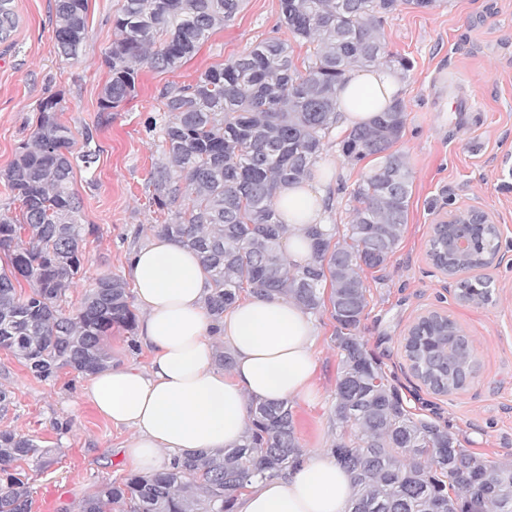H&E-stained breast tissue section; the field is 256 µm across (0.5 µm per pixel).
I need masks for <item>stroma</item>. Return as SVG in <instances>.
Masks as SVG:
<instances>
[{"label":"stroma","instance_id":"1","mask_svg":"<svg viewBox=\"0 0 512 512\" xmlns=\"http://www.w3.org/2000/svg\"><path fill=\"white\" fill-rule=\"evenodd\" d=\"M121 5L89 0L88 38L75 59L57 51L54 0H12L17 24L0 42V171L29 139L38 105L48 96H63L61 119L77 135L74 152L88 146L79 137L83 126L97 130L88 146L97 161L76 167L70 184L82 223L98 227L82 244L83 268L67 292L74 303L96 278L125 276L128 254L158 235L164 222L148 186L162 160L160 135L145 129L163 92L192 83L269 37L287 40L295 63L310 52L282 26L279 0H243L234 19L213 30L182 67L142 69L136 96L106 115L99 110L102 61ZM379 31L390 53L411 64L399 78L406 121L396 148L410 172L412 194L407 222L384 267L359 271L368 305L358 334L412 412L454 434L468 453L512 464V0H443L431 10L401 6L383 17ZM344 135V127H337L315 164L330 179L326 221L341 231L353 220V189L375 165L370 158L346 160L339 147ZM467 210L488 212L501 226L502 261L480 271L496 286L485 304L461 301L456 282L427 257L434 225ZM430 310L448 315L473 348L470 378L448 394L434 393L413 375L404 349L408 328ZM313 318L314 396L290 405L308 456L329 453L338 438L332 421L340 369L336 322L327 307ZM0 370L14 396L0 428L37 436L56 450L47 467L23 464L33 488L31 512H60L102 481L134 474L120 453L128 430L82 398L85 378L64 371L56 380H38L3 349Z\"/></svg>","mask_w":512,"mask_h":512}]
</instances>
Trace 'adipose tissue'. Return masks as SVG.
<instances>
[{
	"label": "adipose tissue",
	"instance_id": "adipose-tissue-1",
	"mask_svg": "<svg viewBox=\"0 0 512 512\" xmlns=\"http://www.w3.org/2000/svg\"><path fill=\"white\" fill-rule=\"evenodd\" d=\"M399 79L385 67L349 72L338 119L351 127L370 121L397 97ZM323 174L283 185L276 206L288 228V258L312 255L306 230L325 222ZM142 311L140 343L146 368H108L89 377L83 396L112 424L131 430L123 452L152 473L163 461L242 445L253 400L310 398L317 361L309 313L279 296L237 302L213 322L203 299L209 288L196 254L155 236L128 258ZM233 355L231 369L216 365L219 347ZM354 486L347 470L326 455L306 457L283 475L247 485L238 512H350Z\"/></svg>",
	"mask_w": 512,
	"mask_h": 512
}]
</instances>
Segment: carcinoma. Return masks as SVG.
Listing matches in <instances>:
<instances>
[{"mask_svg":"<svg viewBox=\"0 0 512 512\" xmlns=\"http://www.w3.org/2000/svg\"><path fill=\"white\" fill-rule=\"evenodd\" d=\"M434 9L440 0H280L282 22L294 39L314 43L304 70L288 44L267 38L250 51L201 73L163 95V162L150 172L159 210L171 212L160 234L194 251L210 281L207 312L219 321L242 293L284 295L311 313L325 304L336 321L341 369L333 414L339 438L331 453L347 468L357 492L351 512H512V465L478 458L451 433L410 412L399 390L357 336L368 305L361 266H384L407 223L412 192L402 156L393 150L405 129L400 101L347 131L342 155L378 167L353 190L358 203L343 238L308 230L312 258L304 266L281 249L286 227L279 188L307 177L336 128L338 91L354 65L381 60L403 72L411 64L386 50L380 15L398 3ZM89 0H55L59 53L75 59L87 39ZM241 0H124L113 19L116 39L99 111L137 94L143 66L174 71ZM61 94L42 102L34 130L0 178L21 202L20 214L0 209V348L36 378L63 370L92 375L110 366L105 339L117 326L135 330L136 315L123 279L101 276L71 312L66 292L83 265L82 242L98 233L79 223L70 189L72 129L59 118ZM187 187H182V182ZM469 248L482 266L498 248L492 227L473 224ZM30 285L21 293L20 280ZM329 286V297L322 288ZM459 298L476 304L491 295L480 281H458ZM453 321L424 324L406 349L412 367L441 392L463 388L471 369L469 339ZM243 444L189 456L149 475L105 482L82 498L77 512H233V492L253 477L284 474L303 455L285 402L255 401ZM55 448L0 429V512H31L30 477L18 462L51 463Z\"/></svg>","mask_w":512,"mask_h":512,"instance_id":"obj_1","label":"carcinoma"}]
</instances>
